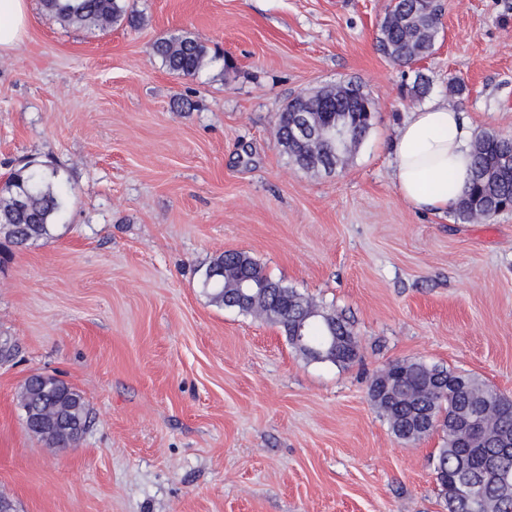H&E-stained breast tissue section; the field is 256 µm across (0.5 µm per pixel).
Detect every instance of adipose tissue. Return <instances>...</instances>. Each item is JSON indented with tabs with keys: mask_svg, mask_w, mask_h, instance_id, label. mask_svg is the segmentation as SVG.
<instances>
[{
	"mask_svg": "<svg viewBox=\"0 0 512 512\" xmlns=\"http://www.w3.org/2000/svg\"><path fill=\"white\" fill-rule=\"evenodd\" d=\"M27 0H0V51L21 41ZM473 132L461 113L435 100L409 113L394 138L392 178L409 206L443 214L471 176Z\"/></svg>",
	"mask_w": 512,
	"mask_h": 512,
	"instance_id": "adipose-tissue-1",
	"label": "adipose tissue"
}]
</instances>
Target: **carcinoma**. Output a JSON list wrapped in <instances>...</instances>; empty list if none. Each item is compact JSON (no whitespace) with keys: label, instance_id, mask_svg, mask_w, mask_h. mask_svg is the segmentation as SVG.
<instances>
[{"label":"carcinoma","instance_id":"cac0c4a2","mask_svg":"<svg viewBox=\"0 0 512 512\" xmlns=\"http://www.w3.org/2000/svg\"><path fill=\"white\" fill-rule=\"evenodd\" d=\"M43 10L65 27L105 32L123 22L133 26L135 0H41ZM439 29L430 0H400L380 27L379 46L395 65H411L434 52ZM151 51L169 74L193 77L209 65L208 48L186 32L153 42ZM376 103L362 84L348 80L313 94L292 97L277 117L278 141L291 161L309 172H331L344 164L372 127L364 112ZM304 113L313 130L342 127L341 140L298 138L296 114ZM472 177L454 213L463 223L486 220L512 200V135L484 132L472 145ZM57 173L23 160L0 191V234L17 246L51 235L64 208ZM202 288L211 301L265 318L284 331L306 357L338 365L351 359L357 337L343 316L328 313L293 289L266 276L249 256L226 251L206 269ZM370 394L385 414L392 433L405 442L424 437L420 417L441 420L443 444L436 453V481L448 512H512V400L482 380L416 360L397 361L372 382ZM26 428L49 448L77 445L89 424L84 396L60 379L37 375L25 380L17 396ZM480 432L470 431L473 413ZM484 485V508L461 498L454 484L460 475Z\"/></svg>","mask_w":512,"mask_h":512}]
</instances>
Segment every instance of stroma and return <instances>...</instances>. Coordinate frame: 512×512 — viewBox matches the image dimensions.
I'll list each match as a JSON object with an SVG mask.
<instances>
[{"instance_id": "1", "label": "stroma", "mask_w": 512, "mask_h": 512, "mask_svg": "<svg viewBox=\"0 0 512 512\" xmlns=\"http://www.w3.org/2000/svg\"><path fill=\"white\" fill-rule=\"evenodd\" d=\"M437 2L433 54L397 66L377 42L389 0H137L141 24L107 34L28 0L0 52V188L33 158L67 197L52 238L0 237V494L17 512H448L441 433L397 439L369 394L419 360L512 398V211L421 212L391 177L397 128L425 100L512 134V0ZM178 30L217 55L196 76L151 53ZM349 79L376 103L371 130L344 167L298 168L278 113ZM227 251L341 314L355 361L306 358L211 303L202 277ZM33 374L83 393L75 447L27 431L16 393Z\"/></svg>"}]
</instances>
